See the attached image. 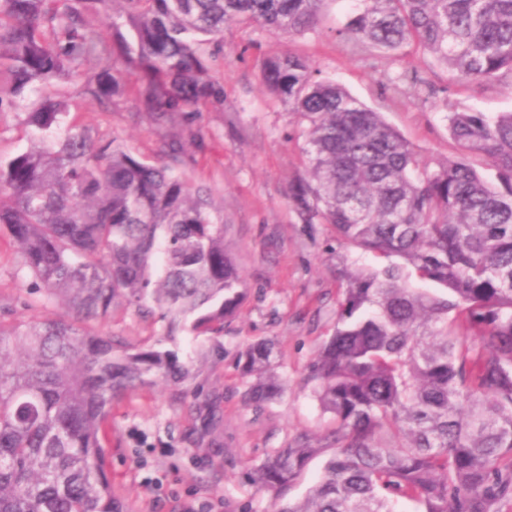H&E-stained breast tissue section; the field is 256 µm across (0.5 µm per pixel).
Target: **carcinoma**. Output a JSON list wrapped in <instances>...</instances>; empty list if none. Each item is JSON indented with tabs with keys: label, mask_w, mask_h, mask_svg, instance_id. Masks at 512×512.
Instances as JSON below:
<instances>
[{
	"label": "carcinoma",
	"mask_w": 512,
	"mask_h": 512,
	"mask_svg": "<svg viewBox=\"0 0 512 512\" xmlns=\"http://www.w3.org/2000/svg\"><path fill=\"white\" fill-rule=\"evenodd\" d=\"M327 2L0 0V115L38 133L0 156V228L64 302L54 319L0 322V512H118L101 443L112 402L190 370L95 324L150 303L171 339L218 336L245 298L211 192L179 170L197 115L224 103L204 45L228 23L315 30ZM336 34L376 56L420 52L463 86L512 80V0H357ZM260 79L306 121L290 205L382 264L338 269L336 329L309 376L330 448H279L254 483L274 512H512V112L450 113L459 155L431 163L304 56L266 58ZM129 96L158 130V166L71 111ZM271 356L268 342L241 353L255 403L282 392ZM325 451L306 497L286 500Z\"/></svg>",
	"instance_id": "carcinoma-1"
}]
</instances>
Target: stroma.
Segmentation results:
<instances>
[{
  "instance_id": "1",
  "label": "stroma",
  "mask_w": 512,
  "mask_h": 512,
  "mask_svg": "<svg viewBox=\"0 0 512 512\" xmlns=\"http://www.w3.org/2000/svg\"><path fill=\"white\" fill-rule=\"evenodd\" d=\"M350 0H328L327 22L316 32L281 36L255 26L229 25L219 49L217 77L224 103L201 112V142L188 146L187 178L208 186L224 221V246L240 264L246 296L238 317L220 336H180L169 343L158 316L119 305L99 327L130 348L176 346L191 369L179 384L138 388L112 408L102 443L119 512H272L270 493L255 485L252 469L275 450L303 442L321 447L335 427L308 382L311 366L336 326L341 263L376 266V259L337 240L330 225L304 224L288 203V187L305 174L300 114L260 83L263 58L288 51L309 57L322 76L382 112L385 120L427 159L456 155L447 116L476 109L512 112V86L484 91L449 86L428 100L411 90L386 88L404 70L429 77L420 56L365 59L335 33ZM83 122L116 137L153 163L157 131L132 118L133 99L113 108L86 99L73 103ZM58 300L34 288L17 246L0 231V321L52 318ZM273 347L274 371L284 393L249 402L250 384L239 355L248 344Z\"/></svg>"
}]
</instances>
